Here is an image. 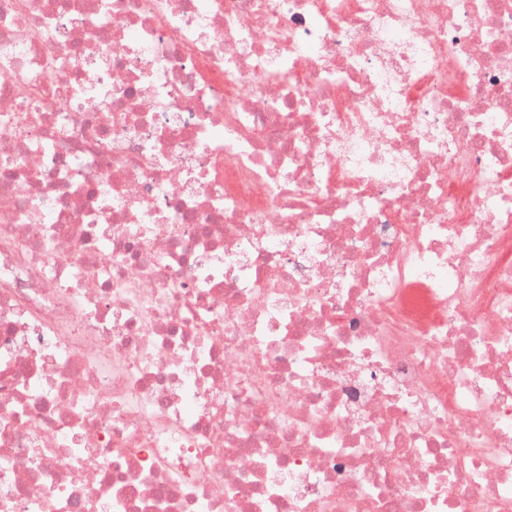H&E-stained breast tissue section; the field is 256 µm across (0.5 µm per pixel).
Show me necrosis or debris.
<instances>
[{
	"mask_svg": "<svg viewBox=\"0 0 512 512\" xmlns=\"http://www.w3.org/2000/svg\"><path fill=\"white\" fill-rule=\"evenodd\" d=\"M0 512H512V0H0Z\"/></svg>",
	"mask_w": 512,
	"mask_h": 512,
	"instance_id": "1",
	"label": "necrosis or debris"
}]
</instances>
